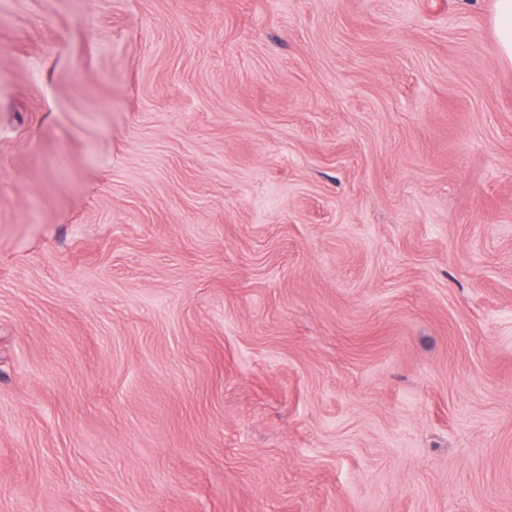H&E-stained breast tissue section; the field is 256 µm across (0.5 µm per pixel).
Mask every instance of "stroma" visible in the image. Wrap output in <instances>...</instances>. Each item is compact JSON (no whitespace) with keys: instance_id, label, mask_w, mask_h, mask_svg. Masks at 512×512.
Wrapping results in <instances>:
<instances>
[{"instance_id":"35a3bbf8","label":"stroma","mask_w":512,"mask_h":512,"mask_svg":"<svg viewBox=\"0 0 512 512\" xmlns=\"http://www.w3.org/2000/svg\"><path fill=\"white\" fill-rule=\"evenodd\" d=\"M494 0H0V512H512Z\"/></svg>"}]
</instances>
